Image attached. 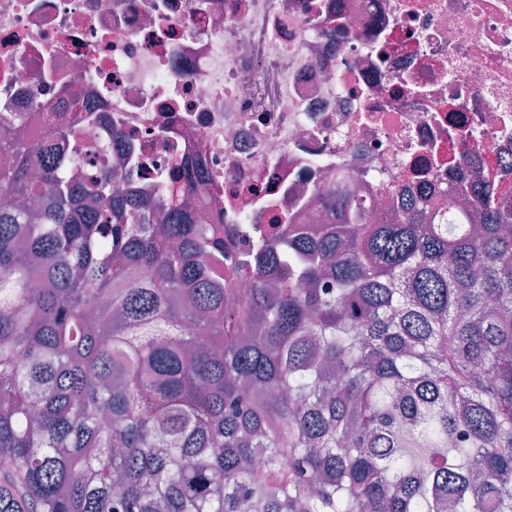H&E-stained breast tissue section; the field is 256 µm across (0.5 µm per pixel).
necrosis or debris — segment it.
<instances>
[{"label": "necrosis or debris", "instance_id": "1", "mask_svg": "<svg viewBox=\"0 0 512 512\" xmlns=\"http://www.w3.org/2000/svg\"><path fill=\"white\" fill-rule=\"evenodd\" d=\"M14 112L27 144L73 128L86 179L201 169L187 202L239 248L280 207L323 230L338 191L452 219L458 167L512 184V0H0Z\"/></svg>", "mask_w": 512, "mask_h": 512}]
</instances>
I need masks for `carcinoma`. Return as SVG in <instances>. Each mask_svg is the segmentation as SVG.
<instances>
[{
  "label": "carcinoma",
  "mask_w": 512,
  "mask_h": 512,
  "mask_svg": "<svg viewBox=\"0 0 512 512\" xmlns=\"http://www.w3.org/2000/svg\"><path fill=\"white\" fill-rule=\"evenodd\" d=\"M0 118V512H512V188L223 227ZM419 448L431 452L422 455Z\"/></svg>",
  "instance_id": "1"
}]
</instances>
